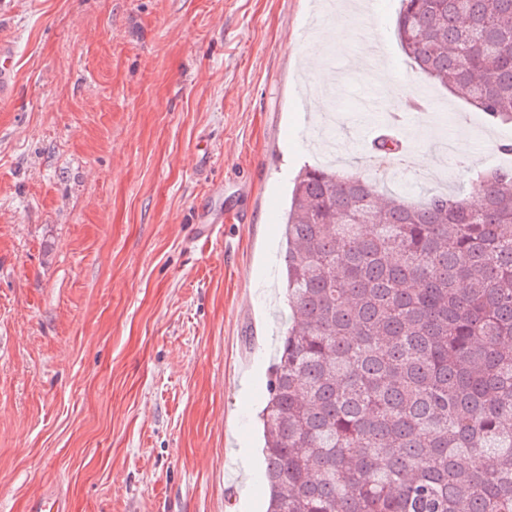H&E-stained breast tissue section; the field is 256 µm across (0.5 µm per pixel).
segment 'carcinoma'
Listing matches in <instances>:
<instances>
[{
	"instance_id": "cac0c4a2",
	"label": "carcinoma",
	"mask_w": 512,
	"mask_h": 512,
	"mask_svg": "<svg viewBox=\"0 0 512 512\" xmlns=\"http://www.w3.org/2000/svg\"><path fill=\"white\" fill-rule=\"evenodd\" d=\"M400 2L407 58L511 121L512 0ZM477 179L479 207L328 167L294 180L267 512H512V170Z\"/></svg>"
}]
</instances>
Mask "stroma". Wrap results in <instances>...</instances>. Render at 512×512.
<instances>
[{
	"mask_svg": "<svg viewBox=\"0 0 512 512\" xmlns=\"http://www.w3.org/2000/svg\"><path fill=\"white\" fill-rule=\"evenodd\" d=\"M398 8L0 0L17 71L0 103V512L50 495L68 512H266L258 414L291 321L280 222L310 138L415 201L512 167V121L416 69ZM368 85L381 112L419 87L443 104L414 146L429 168L375 176Z\"/></svg>",
	"mask_w": 512,
	"mask_h": 512,
	"instance_id": "stroma-1",
	"label": "stroma"
}]
</instances>
